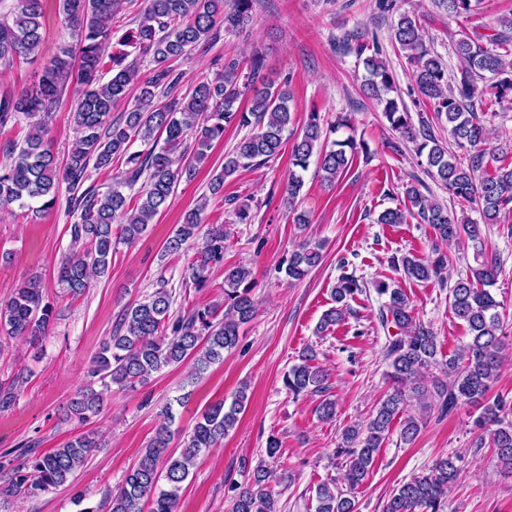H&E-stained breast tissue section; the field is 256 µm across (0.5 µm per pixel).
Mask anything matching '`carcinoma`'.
<instances>
[{
    "label": "carcinoma",
    "instance_id": "cac0c4a2",
    "mask_svg": "<svg viewBox=\"0 0 512 512\" xmlns=\"http://www.w3.org/2000/svg\"><path fill=\"white\" fill-rule=\"evenodd\" d=\"M255 0H146L137 28L112 43L113 19L127 0H59L70 40L41 64L37 84L17 94L0 97V130L15 124L19 116L29 120L21 142L6 143L0 154V206H18L38 217L58 202L60 186L69 191L66 209L74 218L68 231L71 253L57 267V282L67 294L78 297L91 287L93 277L105 276L119 243L132 244L147 225L164 209L181 181L194 178L197 164L208 157L214 142L224 139L230 126L247 130L224 158V166L213 176L211 194L224 191V181L240 169L259 167L278 156L292 122L288 82L274 85L265 80V61L256 53L242 70L237 58L224 59L223 70L212 79L201 80L182 91V73L174 63L202 43L218 35L217 23L242 31L253 20ZM450 16L469 15L473 0H438ZM44 0H16L14 10L0 16V68L18 61L32 63L43 40ZM500 30L491 35L477 30L462 32L455 42V54L462 67L453 77L442 58L424 44L416 19L402 15L393 34L394 43L407 52L412 76L420 94L433 104L437 119H445L453 144L466 151L461 160L435 137L429 123L414 126L406 106L390 97L396 91L395 78L380 59L376 46L350 34L343 41L345 50L363 58L367 77L362 91L383 106L382 115L401 138L414 145L418 164L432 179L446 186L463 201L474 204L482 223L495 224L501 213L512 211V162H506L508 149L487 151L485 111L512 95V17L498 19ZM373 53L366 54L367 50ZM141 58L149 59L152 74L139 85L137 105L120 118L112 109L126 99L132 88L135 67ZM492 75L491 92L478 82ZM81 87L74 121L79 136L63 162H58L45 141V119L69 84ZM348 124L339 115L336 124L324 126L317 112L307 121L291 146L292 165L298 171L288 177L285 196L288 206L304 185L302 172L317 157V173L332 184L352 165L356 155L368 153L365 144L348 138L327 142L328 134ZM194 139L193 147L186 145ZM147 146L132 152L136 141ZM163 145H158V142ZM498 166L488 170L489 162ZM113 170L112 185L102 191L90 179L89 169ZM410 207L386 209L380 224H403L411 215L430 225L438 242L457 244L464 237L474 242V265L458 277L450 288V307L469 333L461 351L443 355L432 329L417 321L407 294L385 281L377 282V294L386 297L378 319L382 328L395 329L387 336L384 359L390 392L381 399L365 427H349L333 453L344 467L341 490L334 482L317 485L316 512H357L348 496L361 486L372 471L384 440L399 421L400 441L409 444L418 436L424 416H450L464 405L481 404L474 421L479 430L475 447L494 450L501 467L512 472V402L493 392V384L503 358L499 337L502 318L490 291L499 266L494 253L481 248L480 224L459 218L448 208L424 195L418 186L406 185ZM207 202L188 212L183 223L164 245L167 255L180 254L203 238L197 255L183 268L184 286L200 291L207 287L210 274L224 265V249L229 232L215 224L200 235L199 211ZM325 244L302 241L286 265L292 281L304 279L323 258ZM393 267L416 282L443 279L448 256L434 246L427 261L403 256L392 260ZM252 270L245 265L224 269V316L219 306H193L183 313L172 311L176 288L164 277L153 292L129 305L112 336L93 357L88 380L70 398L62 420L84 424L97 415L104 395L112 387L134 391L145 386L153 374L190 358L194 374L200 375L224 360L238 343L239 328L254 316ZM364 282L354 275L342 277L332 289L336 306L323 315L318 331L345 320L347 299L363 292ZM44 287L33 279L23 282L14 294L0 303V329L37 342L46 336L53 320V306L44 301ZM316 353L308 347L299 362L283 376L288 393L295 397L314 394L322 397L318 416L329 420L336 414V402L325 396L327 374L315 365ZM245 388L230 403L221 400L202 415L193 431L183 440L177 456L167 454L173 438L174 414L171 405L161 409L163 423L148 441L138 463L125 473L114 492L106 493L99 509L90 512H175L183 484L199 455L216 447L235 427L245 408ZM417 407L420 415L404 414ZM99 447L93 431L77 434L61 447L45 454L29 453L17 464L0 462V499L23 495L37 497L70 483L93 449ZM279 439L267 441V459H275ZM267 459L259 460L248 471L247 481L231 487V512H280L278 499L270 486L273 469ZM454 457L437 458L425 472L393 489L383 512H443L448 490L459 477Z\"/></svg>",
    "mask_w": 512,
    "mask_h": 512
}]
</instances>
